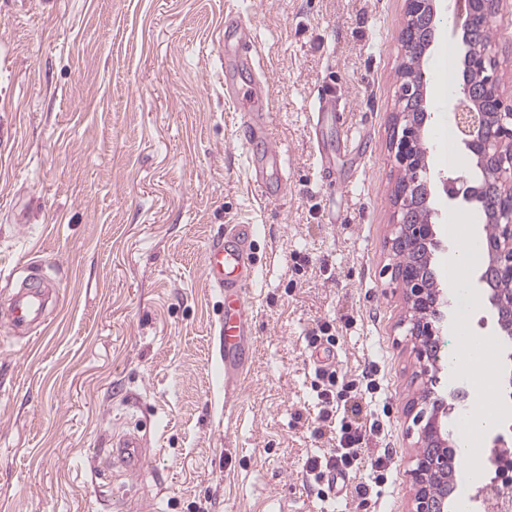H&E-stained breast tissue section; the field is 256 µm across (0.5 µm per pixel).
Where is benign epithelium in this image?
<instances>
[{
  "mask_svg": "<svg viewBox=\"0 0 512 512\" xmlns=\"http://www.w3.org/2000/svg\"><path fill=\"white\" fill-rule=\"evenodd\" d=\"M502 0H454L459 19L451 29L461 42L462 83L475 82L472 93L457 99L450 118L457 130L462 152L475 161L480 174L461 172L454 177L430 174L428 150L422 131L430 117L426 79L415 78L417 64L438 42L436 23L439 0H406V22L401 31L405 61L402 64V94L398 100L396 136L397 160L408 169L414 182L399 194V211L392 224V249L399 279L411 305L408 333L418 340L421 373L430 382L424 394L429 410L417 415L421 424V449L415 457L411 476L416 485L413 512H448L447 448L452 446L448 425L441 421L457 408L458 397L434 390L440 379L433 356L434 337L448 326V291L433 267L434 252L445 249L438 238L441 211L438 197L449 207L484 211L489 189L497 190L503 205L488 212L482 238L488 242V263L473 275L471 284L481 292L496 313L495 331L512 335V107L501 98L495 74V59L488 42L476 28L496 13ZM429 20V31L419 40L408 28L419 16Z\"/></svg>",
  "mask_w": 512,
  "mask_h": 512,
  "instance_id": "7a95c632",
  "label": "benign epithelium"
}]
</instances>
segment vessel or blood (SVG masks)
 <instances>
[{"label":"vessel or blood","mask_w":512,"mask_h":512,"mask_svg":"<svg viewBox=\"0 0 512 512\" xmlns=\"http://www.w3.org/2000/svg\"><path fill=\"white\" fill-rule=\"evenodd\" d=\"M216 53L220 60L234 59L244 70L255 67L256 56L252 34L239 20L225 19L223 34ZM224 93L232 99L242 114L240 139L244 146L263 142V155H249L248 173L254 189L262 195L283 186V156L272 142L267 120V93L260 79L245 87L225 82ZM257 233L252 224H237L224 236L215 238L204 253L202 273L209 288L224 301V316L215 326V335L221 336L224 351V383L233 385L241 379L238 352L250 334L253 311L248 292L255 282V265L247 249L248 241ZM44 293L36 288L20 289L9 308L7 327L20 333L38 321L42 315ZM149 463L146 441L135 431L113 435L112 448L106 460V469L129 477H142Z\"/></svg>","instance_id":"b4317fda"}]
</instances>
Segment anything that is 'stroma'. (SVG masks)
I'll return each mask as SVG.
<instances>
[{
    "mask_svg": "<svg viewBox=\"0 0 512 512\" xmlns=\"http://www.w3.org/2000/svg\"><path fill=\"white\" fill-rule=\"evenodd\" d=\"M228 14L252 26L286 157L287 186L267 197L210 58ZM405 21V0H0V305L24 278L58 293L25 337L0 326V512H135L104 469L131 428L151 454L135 497L156 512H412L423 384L388 247ZM490 43L511 103L512 0ZM323 93L336 122L317 142ZM236 224L260 229V275L228 393L202 259ZM325 323L337 376L364 389L342 489L305 468L337 447L345 406L321 422L311 340Z\"/></svg>",
    "mask_w": 512,
    "mask_h": 512,
    "instance_id": "35a3bbf8",
    "label": "stroma"
}]
</instances>
